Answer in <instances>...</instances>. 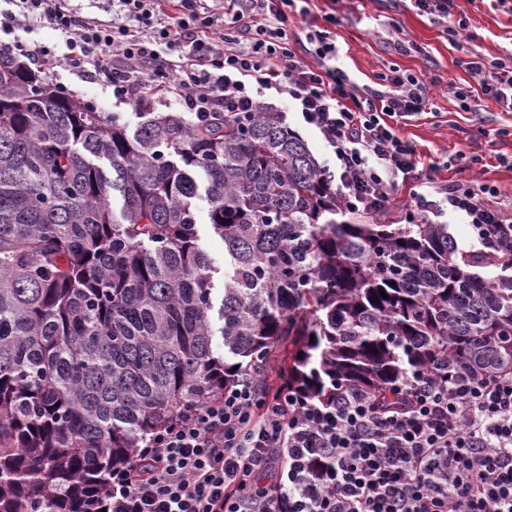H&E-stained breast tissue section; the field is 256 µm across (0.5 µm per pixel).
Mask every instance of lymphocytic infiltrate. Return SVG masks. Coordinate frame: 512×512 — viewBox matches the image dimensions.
I'll list each match as a JSON object with an SVG mask.
<instances>
[{"mask_svg":"<svg viewBox=\"0 0 512 512\" xmlns=\"http://www.w3.org/2000/svg\"><path fill=\"white\" fill-rule=\"evenodd\" d=\"M0 10V53L51 76L68 69L135 104L152 90L186 111L272 112L267 91L297 107L321 137L353 213L379 214L416 150L394 122L421 112L426 87L398 69L381 88L361 87L335 66L327 28L306 35L309 59L288 45L294 0H112V16L80 15L73 0H9ZM56 32L65 52L18 32ZM478 91L512 112V65L464 60ZM437 199L414 194L420 212L446 203L481 251L512 248V214L496 186L457 180ZM382 406L337 387L317 402L253 372L203 402H186L171 424L115 471L99 499L105 512H512V373L471 376L443 366L395 386Z\"/></svg>","mask_w":512,"mask_h":512,"instance_id":"f902f5d3","label":"lymphocytic infiltrate"}]
</instances>
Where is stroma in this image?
Listing matches in <instances>:
<instances>
[{
    "mask_svg": "<svg viewBox=\"0 0 512 512\" xmlns=\"http://www.w3.org/2000/svg\"><path fill=\"white\" fill-rule=\"evenodd\" d=\"M310 18L294 16L289 38L301 48L309 25L329 26L336 38V65L358 85H375L390 69L423 79L427 101L420 114L401 122L398 134L417 150V169L393 192L389 208L377 215L382 224L403 223L411 196L422 182L452 180L492 184L501 208L512 207V112L493 100L460 102L454 87L471 84L461 65L472 54L495 60L512 56V0H456L455 14L470 36L454 42L441 19L417 12L411 0H311ZM490 136H482V129ZM481 162L468 166V157Z\"/></svg>",
    "mask_w": 512,
    "mask_h": 512,
    "instance_id": "stroma-1",
    "label": "stroma"
}]
</instances>
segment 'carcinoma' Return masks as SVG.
<instances>
[{
  "label": "carcinoma",
  "mask_w": 512,
  "mask_h": 512,
  "mask_svg": "<svg viewBox=\"0 0 512 512\" xmlns=\"http://www.w3.org/2000/svg\"><path fill=\"white\" fill-rule=\"evenodd\" d=\"M140 118L130 133L0 59V512H90L183 403L274 352L315 400H382L439 360L512 371V276L475 272L512 270L511 250H463L446 224L336 221L275 112ZM196 171L223 273L199 243Z\"/></svg>",
  "instance_id": "1"
}]
</instances>
